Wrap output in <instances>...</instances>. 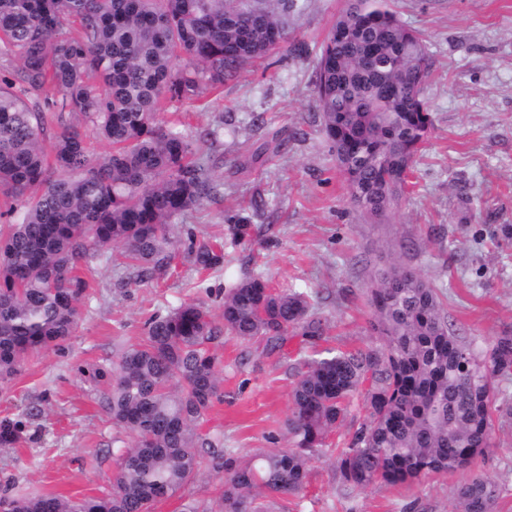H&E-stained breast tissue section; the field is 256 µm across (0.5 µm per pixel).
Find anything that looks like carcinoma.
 I'll use <instances>...</instances> for the list:
<instances>
[{"label": "carcinoma", "mask_w": 512, "mask_h": 512, "mask_svg": "<svg viewBox=\"0 0 512 512\" xmlns=\"http://www.w3.org/2000/svg\"><path fill=\"white\" fill-rule=\"evenodd\" d=\"M299 0H0V387L33 352L62 350L75 331L89 281L78 275L119 248L155 277L178 252L212 269L210 245L180 248L172 220L214 191L193 140L166 118L172 104L222 89L253 62L289 43ZM425 38L391 0H345L315 64L322 131L350 203L389 223L407 193L433 120L424 98ZM43 97L53 113L30 104ZM74 116L77 122L65 116ZM110 151L90 155L81 123ZM259 144L239 165L262 159ZM380 346L303 362L291 389V445L248 461L224 450V432L202 431L222 397L223 334L260 338L267 351L288 335H322L318 292H276L260 277L224 294L220 319L184 303L145 322L141 343L119 350L99 403L132 435L110 489L73 500L58 494L0 497V512H154L207 472L205 506L182 512H279L306 486L311 462L364 381L366 418L336 456L344 483L411 486L469 471L454 512H495L499 483L474 463L491 452L494 414L509 411L498 379L512 377V332L484 354L448 324L441 294L415 268L376 272L368 289ZM26 422L0 420V445Z\"/></svg>", "instance_id": "carcinoma-1"}]
</instances>
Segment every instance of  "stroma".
Wrapping results in <instances>:
<instances>
[{"mask_svg": "<svg viewBox=\"0 0 512 512\" xmlns=\"http://www.w3.org/2000/svg\"><path fill=\"white\" fill-rule=\"evenodd\" d=\"M291 39L310 54L280 50L249 65L221 94L183 102L178 117L218 184L176 220L181 237L221 247L223 263L198 270L176 256L152 278L118 250L94 272L75 333L64 350L31 356L0 390V418H23L26 436L0 446V492L73 499L107 489L130 435L98 404L105 384L83 368L110 367L121 347L140 343L144 323L184 302L220 314L224 295L257 275L279 291L322 295L325 332L315 344L289 339L281 351L224 336V394L209 415L237 455L286 447L285 424L299 360L325 349L366 350L379 339L366 290L397 261L443 294L448 321L487 345L512 331V0H394L400 19L423 33L432 67L424 97L433 129L413 192L388 224H368L349 205L343 177L314 104V59L343 0H301ZM279 136L278 153L238 164L253 144ZM493 453L477 470L502 486L497 512H512V419H496ZM457 472L417 487L342 483L333 455L313 461L305 491L288 512H453Z\"/></svg>", "mask_w": 512, "mask_h": 512, "instance_id": "stroma-1", "label": "stroma"}]
</instances>
